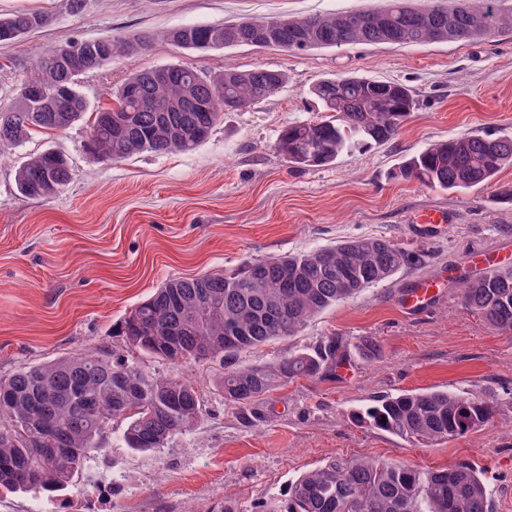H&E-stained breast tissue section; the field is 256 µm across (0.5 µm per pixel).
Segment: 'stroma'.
I'll list each match as a JSON object with an SVG mask.
<instances>
[{"mask_svg":"<svg viewBox=\"0 0 512 512\" xmlns=\"http://www.w3.org/2000/svg\"><path fill=\"white\" fill-rule=\"evenodd\" d=\"M382 0H0V16L48 13L50 23L0 43V100H9L52 46L139 34L145 55L117 58L80 79L90 111L142 65L180 62L213 74L227 68L284 71L287 84L226 113L187 152H144L112 162L83 148L87 125L33 135L0 156V378L77 353L102 351L144 370L192 380L203 412L192 430L145 453L127 448L116 421L65 492L0 494V512H282L291 483L327 460L400 461L423 472L460 463L479 470L493 512H512V336L464 306L459 280L482 268L472 252L512 251V204L496 188L431 189L400 177L430 144L464 133L512 136V32L469 42L343 45L288 53L232 47L198 52L169 30L236 18L324 16L370 10ZM403 84L417 99L385 144L355 147L322 167H293L274 150L289 123L320 119L310 89L336 74ZM66 154L72 182L49 199L21 195L15 172L30 155ZM450 222L423 231L420 215ZM383 237L423 250L421 265L371 286L310 321L298 336L241 353L238 365L270 361L328 339L335 371L300 378L248 409L225 403L209 360L174 365L132 350L118 325L163 282L230 270L243 261L310 251L340 240ZM445 276L440 295L407 312L405 293ZM371 336L375 359L353 346ZM430 388L477 393L493 404L490 425L445 444L413 446L356 422L354 411L387 395Z\"/></svg>","mask_w":512,"mask_h":512,"instance_id":"stroma-1","label":"stroma"}]
</instances>
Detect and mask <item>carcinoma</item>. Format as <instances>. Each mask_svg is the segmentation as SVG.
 Wrapping results in <instances>:
<instances>
[{"label": "carcinoma", "instance_id": "cac0c4a2", "mask_svg": "<svg viewBox=\"0 0 512 512\" xmlns=\"http://www.w3.org/2000/svg\"><path fill=\"white\" fill-rule=\"evenodd\" d=\"M49 23L40 11L0 17V38L16 40ZM512 28V13L492 0H450L412 9L405 0L383 7L314 17L241 18L185 25L166 34L192 50L251 46L261 33L272 47L305 51L347 44L414 45L462 42ZM69 64L49 49L7 103H0V153L34 133L65 130L88 110L78 78L114 58L146 50L144 37L80 42ZM168 72L172 78L159 79ZM286 75L257 67L204 75L177 63L144 67L95 113L86 148L102 160L142 152L188 151L203 142L223 113L240 111L284 86ZM330 115L285 126L275 150L296 166L320 167L345 150L391 140L415 105L407 87L337 75L312 87ZM205 106L195 112L188 99ZM512 167V138L461 134L406 160L405 179L459 191L493 182ZM73 179L70 159L45 151L17 171L19 192L48 198ZM421 254L386 238L342 240L316 250L247 261L232 271L168 280L126 317L120 334L142 352L173 363L211 359L223 366L216 386L224 401L248 408L298 378L336 364V340L259 364H234L244 351L297 335L313 317L420 262ZM467 309L494 330L512 335V267L460 279ZM193 382L161 376L107 353L75 354L24 367L0 380V491H64L112 421L125 422L127 447L151 451L191 430L201 415ZM494 406L476 393L427 389L388 396L356 412L358 421L407 442L446 443L488 424ZM284 512H491L486 485L466 464L422 473L379 460L326 461L302 474L288 491Z\"/></svg>", "mask_w": 512, "mask_h": 512}]
</instances>
